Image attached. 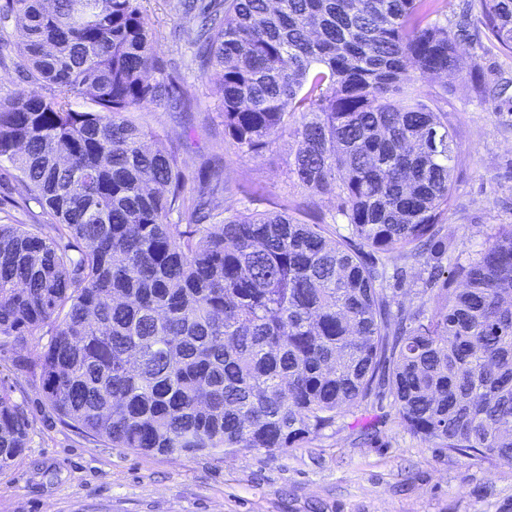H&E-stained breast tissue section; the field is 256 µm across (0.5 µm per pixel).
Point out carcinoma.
Here are the masks:
<instances>
[{
    "label": "carcinoma",
    "mask_w": 512,
    "mask_h": 512,
    "mask_svg": "<svg viewBox=\"0 0 512 512\" xmlns=\"http://www.w3.org/2000/svg\"><path fill=\"white\" fill-rule=\"evenodd\" d=\"M477 2L512 54V0ZM179 4L203 18L224 143L292 139L307 199L253 210L260 188L145 144L126 113L175 91L148 80L137 0H5L30 87L0 101V166L31 223H0V345L47 336L19 372L114 448L282 450L390 399L432 447L512 463V224L452 266L440 236L457 137L451 89L427 81L456 67L448 0ZM14 392L0 383V472L31 429Z\"/></svg>",
    "instance_id": "cac0c4a2"
}]
</instances>
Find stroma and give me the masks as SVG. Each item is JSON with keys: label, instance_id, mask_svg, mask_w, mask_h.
<instances>
[{"label": "stroma", "instance_id": "1", "mask_svg": "<svg viewBox=\"0 0 512 512\" xmlns=\"http://www.w3.org/2000/svg\"><path fill=\"white\" fill-rule=\"evenodd\" d=\"M154 24L162 76L189 95L146 103L133 116L159 138L183 145L186 173L213 164L230 177L259 183L266 197H302L288 178L291 145L280 140L240 158L224 145L221 91L199 69L193 19L177 0H138ZM21 32L0 15V99L21 87L16 69ZM464 64L445 76L459 165L455 205L444 223L448 258L479 251L491 226L512 224V56L501 54L479 24L459 42ZM45 337L0 346V380L15 387L29 412V444L0 472V512H499L512 503V463L451 457L411 436L392 404L345 412L340 431L296 448L235 454L168 456L111 447L64 424L17 361L38 359Z\"/></svg>", "mask_w": 512, "mask_h": 512}]
</instances>
